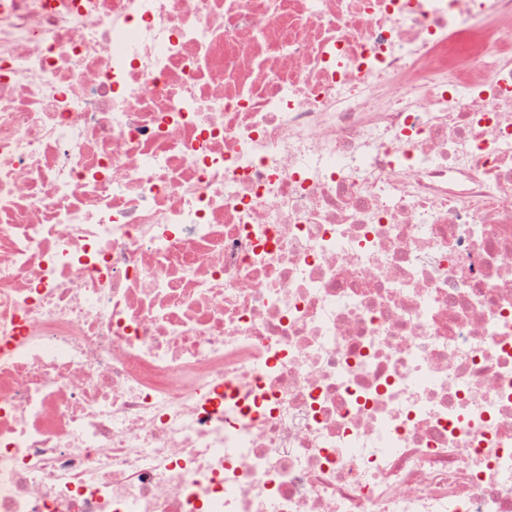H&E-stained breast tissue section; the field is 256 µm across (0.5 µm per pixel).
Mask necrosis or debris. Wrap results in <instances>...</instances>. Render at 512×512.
Returning <instances> with one entry per match:
<instances>
[{"label":"necrosis or debris","mask_w":512,"mask_h":512,"mask_svg":"<svg viewBox=\"0 0 512 512\" xmlns=\"http://www.w3.org/2000/svg\"><path fill=\"white\" fill-rule=\"evenodd\" d=\"M0 512H512V0H0Z\"/></svg>","instance_id":"4bbe7bcc"}]
</instances>
